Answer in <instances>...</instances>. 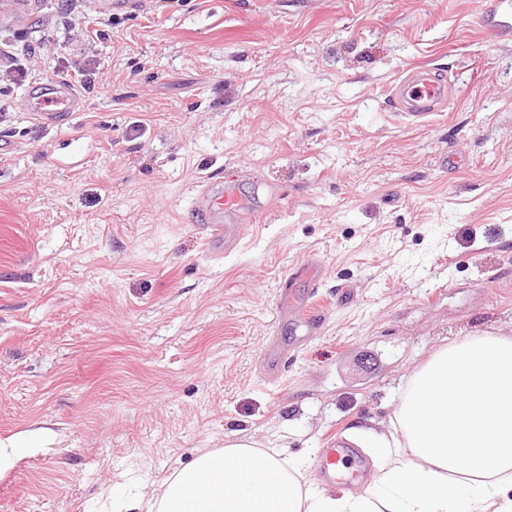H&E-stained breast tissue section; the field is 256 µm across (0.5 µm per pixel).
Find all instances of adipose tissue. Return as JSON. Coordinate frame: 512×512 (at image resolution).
I'll return each instance as SVG.
<instances>
[{"label": "adipose tissue", "mask_w": 512, "mask_h": 512, "mask_svg": "<svg viewBox=\"0 0 512 512\" xmlns=\"http://www.w3.org/2000/svg\"><path fill=\"white\" fill-rule=\"evenodd\" d=\"M395 396L387 430H355L379 459L363 493L314 485L282 449L237 439L157 490L118 489L114 512H512V337L440 350Z\"/></svg>", "instance_id": "adipose-tissue-1"}]
</instances>
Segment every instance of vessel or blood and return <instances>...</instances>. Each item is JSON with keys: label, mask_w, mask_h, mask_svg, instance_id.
I'll return each instance as SVG.
<instances>
[{"label": "vessel or blood", "mask_w": 512, "mask_h": 512, "mask_svg": "<svg viewBox=\"0 0 512 512\" xmlns=\"http://www.w3.org/2000/svg\"><path fill=\"white\" fill-rule=\"evenodd\" d=\"M451 93V87L436 72L415 69L406 72L394 84L391 102L401 117L415 124H423L445 107ZM76 102L77 97L72 89L43 87L31 92L29 109L59 115L75 111ZM245 205L244 198L230 179L223 182L208 181L194 194L192 208L207 242L215 250L228 251L239 244L244 228L233 223L232 218ZM336 462L346 467L362 464L357 450L347 447L338 438L331 440L327 448L320 452L322 467H329Z\"/></svg>", "instance_id": "b4317fda"}]
</instances>
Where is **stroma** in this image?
I'll return each instance as SVG.
<instances>
[{"instance_id":"stroma-1","label":"stroma","mask_w":512,"mask_h":512,"mask_svg":"<svg viewBox=\"0 0 512 512\" xmlns=\"http://www.w3.org/2000/svg\"><path fill=\"white\" fill-rule=\"evenodd\" d=\"M69 9L64 26L57 0H0V39L52 37L0 98V440L54 433L0 471V512H96L110 487L158 488L240 438L320 479L319 449L388 428L394 389L435 352L512 336V8ZM418 68L455 86L423 125L390 102ZM40 83L76 86V111L30 112ZM229 176L247 230L215 258L191 199ZM309 259L314 289L292 275Z\"/></svg>"}]
</instances>
